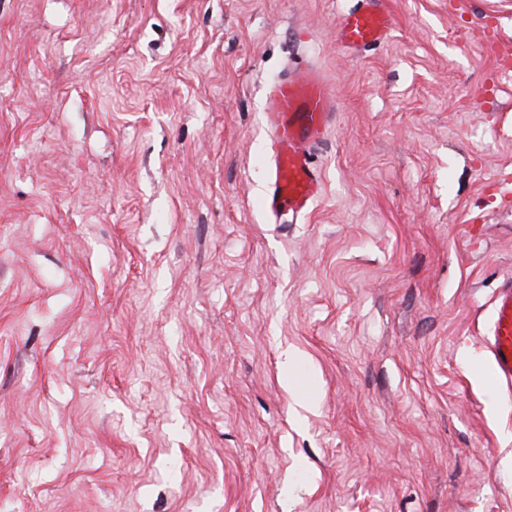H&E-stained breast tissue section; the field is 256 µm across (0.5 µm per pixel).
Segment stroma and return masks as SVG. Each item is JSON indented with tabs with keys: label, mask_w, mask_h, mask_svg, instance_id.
I'll use <instances>...</instances> for the list:
<instances>
[{
	"label": "stroma",
	"mask_w": 512,
	"mask_h": 512,
	"mask_svg": "<svg viewBox=\"0 0 512 512\" xmlns=\"http://www.w3.org/2000/svg\"><path fill=\"white\" fill-rule=\"evenodd\" d=\"M0 0V512H512V0ZM339 102L267 223L262 105ZM393 29L392 16L382 0H358V6L338 16L336 41L346 53L359 55L386 43ZM481 350L504 394L512 395V277L495 290L483 326Z\"/></svg>",
	"instance_id": "35a3bbf8"
}]
</instances>
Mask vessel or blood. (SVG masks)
Wrapping results in <instances>:
<instances>
[{
  "instance_id": "vessel-or-blood-1",
  "label": "vessel or blood",
  "mask_w": 512,
  "mask_h": 512,
  "mask_svg": "<svg viewBox=\"0 0 512 512\" xmlns=\"http://www.w3.org/2000/svg\"><path fill=\"white\" fill-rule=\"evenodd\" d=\"M393 29L383 0H358L356 7L338 16L336 41L346 53L358 55L386 43ZM262 112L267 138L261 207L272 224L286 216L295 222L304 220L325 187L315 149L336 124L335 91L320 67L308 62L277 78ZM481 350L498 386L511 396L512 278L502 280L494 292Z\"/></svg>"
}]
</instances>
